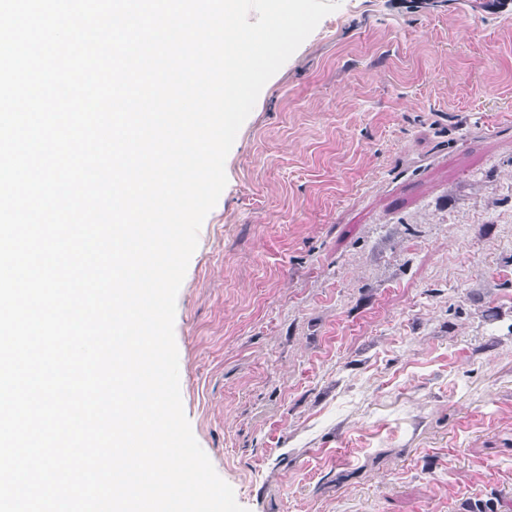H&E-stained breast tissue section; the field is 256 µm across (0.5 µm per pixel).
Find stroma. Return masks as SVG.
<instances>
[{
	"instance_id": "stroma-1",
	"label": "stroma",
	"mask_w": 512,
	"mask_h": 512,
	"mask_svg": "<svg viewBox=\"0 0 512 512\" xmlns=\"http://www.w3.org/2000/svg\"><path fill=\"white\" fill-rule=\"evenodd\" d=\"M176 299L246 512H512V0H341L263 87Z\"/></svg>"
}]
</instances>
